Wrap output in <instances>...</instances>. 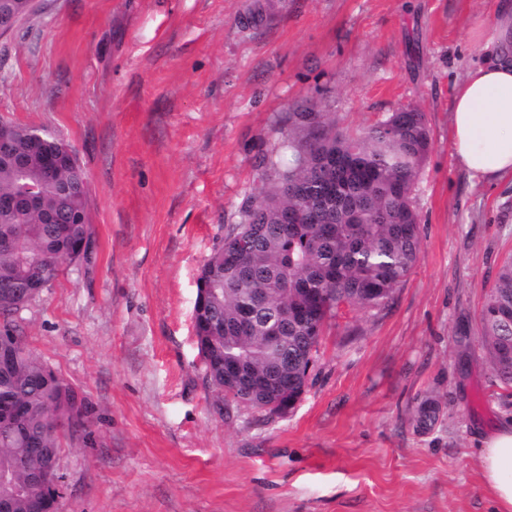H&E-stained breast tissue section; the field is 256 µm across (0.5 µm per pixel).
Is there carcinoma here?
Returning a JSON list of instances; mask_svg holds the SVG:
<instances>
[{"mask_svg":"<svg viewBox=\"0 0 512 512\" xmlns=\"http://www.w3.org/2000/svg\"><path fill=\"white\" fill-rule=\"evenodd\" d=\"M288 137L255 157L261 186L245 195L238 221L224 225L197 278L193 331L207 382L224 384V361L246 363L257 375L274 371L288 356L290 394L307 386L320 336L345 308L381 312L420 258V217L414 192L431 148L424 113L390 112L367 130H339L335 119L308 102L288 113ZM42 138L43 152L76 149L58 135L0 121V137L26 148ZM83 168L62 167L48 180L40 156L25 170L0 166V194L24 183L40 185L33 211L0 208V349L13 357L0 373V472L32 476L23 492L0 479V498L12 512H58L62 494L44 478L46 464L31 448H62L88 436L87 408L74 388L34 350L13 323L19 303L32 302L66 267L91 259L89 191ZM66 211L73 224H45L46 212ZM255 239L241 255V238ZM38 259L32 272L28 261ZM251 317L242 331L243 317ZM481 341L496 376L512 384V261L499 269L480 312ZM286 335L283 344L263 337ZM233 402L273 416L272 397L239 390Z\"/></svg>","mask_w":512,"mask_h":512,"instance_id":"obj_1","label":"carcinoma"}]
</instances>
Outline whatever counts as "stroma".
I'll return each mask as SVG.
<instances>
[{"mask_svg": "<svg viewBox=\"0 0 512 512\" xmlns=\"http://www.w3.org/2000/svg\"><path fill=\"white\" fill-rule=\"evenodd\" d=\"M494 0H35L0 36V118L73 145L95 247L16 316L90 408L60 512H492L478 456L512 420L479 315L512 256V178L470 179L453 89ZM356 130L423 112L420 259L322 337L285 416L218 398L193 335L213 239L291 105ZM435 401L430 426L417 410Z\"/></svg>", "mask_w": 512, "mask_h": 512, "instance_id": "35a3bbf8", "label": "stroma"}]
</instances>
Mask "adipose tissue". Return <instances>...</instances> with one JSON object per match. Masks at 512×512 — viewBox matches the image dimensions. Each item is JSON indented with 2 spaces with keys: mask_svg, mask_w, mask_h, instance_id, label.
<instances>
[{
  "mask_svg": "<svg viewBox=\"0 0 512 512\" xmlns=\"http://www.w3.org/2000/svg\"><path fill=\"white\" fill-rule=\"evenodd\" d=\"M480 47L484 63L454 89L453 149L470 178L490 183L512 176V0H498ZM480 460L494 512H512V424L485 439Z\"/></svg>",
  "mask_w": 512,
  "mask_h": 512,
  "instance_id": "ef3b65f1",
  "label": "adipose tissue"
}]
</instances>
